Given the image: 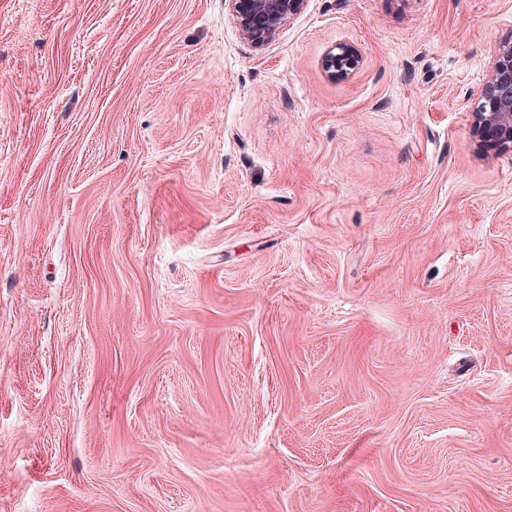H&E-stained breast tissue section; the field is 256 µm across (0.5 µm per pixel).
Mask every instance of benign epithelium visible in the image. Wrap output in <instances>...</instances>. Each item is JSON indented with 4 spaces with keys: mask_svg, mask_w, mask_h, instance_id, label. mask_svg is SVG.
<instances>
[{
    "mask_svg": "<svg viewBox=\"0 0 512 512\" xmlns=\"http://www.w3.org/2000/svg\"><path fill=\"white\" fill-rule=\"evenodd\" d=\"M242 37L259 48L272 41L308 0H227ZM361 63L359 50L338 43L326 50L325 70L336 78L350 76ZM475 132L483 141L512 148V46L497 56L489 80L477 94L472 112Z\"/></svg>",
    "mask_w": 512,
    "mask_h": 512,
    "instance_id": "7a95c632",
    "label": "benign epithelium"
}]
</instances>
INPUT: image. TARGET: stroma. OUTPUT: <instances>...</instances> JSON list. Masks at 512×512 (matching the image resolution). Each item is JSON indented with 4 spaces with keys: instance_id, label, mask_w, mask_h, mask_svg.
<instances>
[{
    "instance_id": "35a3bbf8",
    "label": "stroma",
    "mask_w": 512,
    "mask_h": 512,
    "mask_svg": "<svg viewBox=\"0 0 512 512\" xmlns=\"http://www.w3.org/2000/svg\"><path fill=\"white\" fill-rule=\"evenodd\" d=\"M509 45L512 0L261 48L226 0H0V512H512ZM361 63L359 50L348 43H338L326 50L323 57L325 70L336 78L350 76ZM472 118L484 142L512 148V46L497 56L489 80L477 94Z\"/></svg>"
}]
</instances>
